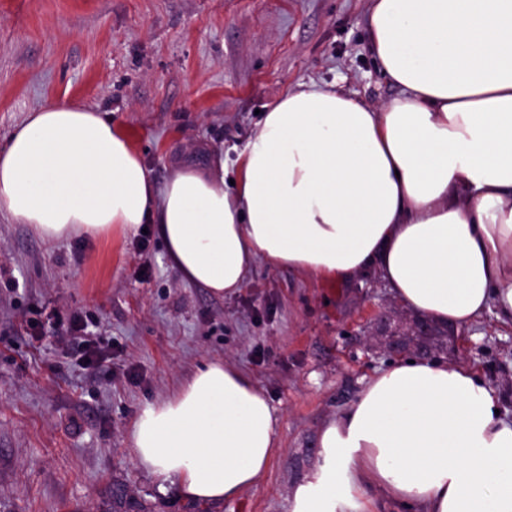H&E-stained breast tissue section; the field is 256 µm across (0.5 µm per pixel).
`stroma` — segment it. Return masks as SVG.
I'll list each match as a JSON object with an SVG mask.
<instances>
[{
    "label": "stroma",
    "mask_w": 512,
    "mask_h": 512,
    "mask_svg": "<svg viewBox=\"0 0 512 512\" xmlns=\"http://www.w3.org/2000/svg\"><path fill=\"white\" fill-rule=\"evenodd\" d=\"M369 0H0V148L56 100L130 131L156 184L223 151L233 164L257 113L299 84H336L369 104L398 90L369 49ZM367 275L348 284L256 261L216 297L184 281L157 230L42 239L0 219V512H110L126 485L148 512H188L131 453L130 430L204 363L249 372L280 417L270 468L213 512H289L318 460L317 432L386 363L369 316L401 311ZM89 317L106 367L81 368L55 319ZM38 318L41 341L23 322ZM454 359L512 416V324L486 313Z\"/></svg>",
    "instance_id": "stroma-1"
}]
</instances>
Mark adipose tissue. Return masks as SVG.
Returning <instances> with one entry per match:
<instances>
[{
	"label": "adipose tissue",
	"mask_w": 512,
	"mask_h": 512,
	"mask_svg": "<svg viewBox=\"0 0 512 512\" xmlns=\"http://www.w3.org/2000/svg\"><path fill=\"white\" fill-rule=\"evenodd\" d=\"M370 51L399 89L372 106L302 84L223 157L156 185L124 126L72 102L0 149V218L51 240L155 225L171 265L235 294L255 261L347 283L376 273L410 313L512 323V0H370ZM278 419L251 375L203 364L135 420L159 491L233 499L273 462ZM290 512H512V418L471 367L401 357L317 432Z\"/></svg>",
	"instance_id": "ef3b65f1"
}]
</instances>
